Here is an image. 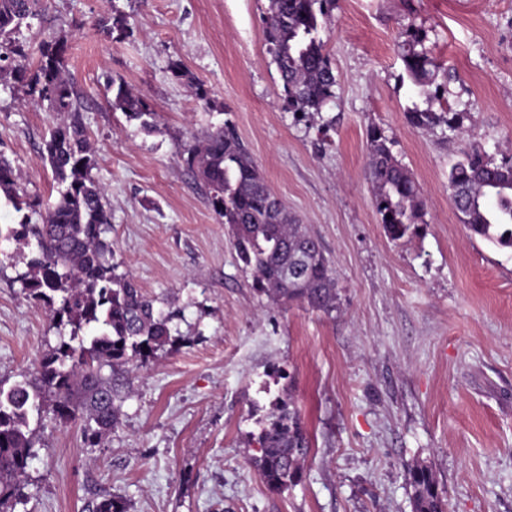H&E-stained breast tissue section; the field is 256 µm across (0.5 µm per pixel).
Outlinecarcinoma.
<instances>
[{"instance_id": "obj_1", "label": "carcinoma", "mask_w": 512, "mask_h": 512, "mask_svg": "<svg viewBox=\"0 0 512 512\" xmlns=\"http://www.w3.org/2000/svg\"><path fill=\"white\" fill-rule=\"evenodd\" d=\"M334 0H269L264 40L282 82L283 101L291 112L319 113L336 98L337 79L321 32ZM42 0H0V81L10 78L26 100L60 116L44 139L41 158L58 185L53 204L41 208L21 186V174L0 155V193L15 210L25 209L12 238L33 237L37 252L19 281L29 297L43 303L57 331L69 338L45 353L34 368L9 388L0 385V512H15L24 497V477L38 455L32 416L52 402L53 416L84 423L91 440L116 424L129 366L175 342L176 312L156 307L128 272L113 262L111 214L106 192L94 178L89 137L79 116L78 93L67 72V32H43L37 56L22 38L27 19H39ZM109 39L125 40L133 31L123 14L106 12L95 21ZM425 30L399 33L404 69L417 94L432 99L440 91L435 65L425 48ZM109 107L138 122L146 133L157 130L159 115L143 95L124 81L107 87ZM408 123L425 130L456 116L414 106ZM372 206L393 241L425 223L423 190L392 151L377 126L367 131ZM183 164L228 227L238 265L251 273L255 292L272 303L300 302L327 315L336 311V278L318 240L269 189L248 147L233 125L211 126L183 146ZM449 197L470 236L512 249V157L495 163L478 149L463 153L448 172ZM37 214L40 223H31ZM254 465L266 485L280 490L294 483L309 441L293 401H282L264 422ZM413 512H447V499L432 469L408 470Z\"/></svg>"}]
</instances>
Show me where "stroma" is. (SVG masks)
<instances>
[{
	"mask_svg": "<svg viewBox=\"0 0 512 512\" xmlns=\"http://www.w3.org/2000/svg\"><path fill=\"white\" fill-rule=\"evenodd\" d=\"M70 32L69 77L112 215L120 271L177 310L178 338L135 368L101 439L52 414L19 512H412L409 468L429 465L448 512H512V250L470 237L448 170L477 148L512 155V0H336L322 33L336 98L312 117L284 108L266 52L268 0H47ZM127 15L130 38L90 22ZM424 27L450 75L429 103L455 128H412L418 103L398 34ZM180 62L187 78L172 70ZM211 91L198 101L189 78ZM160 116L146 134L108 106L111 80ZM230 120L271 190L330 258L338 309L271 304L239 267L182 145ZM56 119L0 89V154L46 204L40 158ZM384 129L423 189L424 224L391 241L365 177L367 130ZM33 245L0 243V383L20 381L59 343L22 289ZM292 398L310 449L297 483L270 490L252 463L261 424Z\"/></svg>",
	"mask_w": 512,
	"mask_h": 512,
	"instance_id": "stroma-1",
	"label": "stroma"
}]
</instances>
